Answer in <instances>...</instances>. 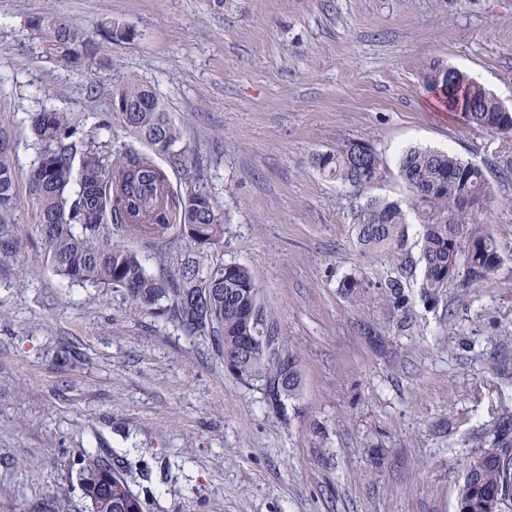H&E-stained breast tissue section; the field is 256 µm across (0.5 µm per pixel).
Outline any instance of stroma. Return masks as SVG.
<instances>
[{"label":"stroma","instance_id":"1","mask_svg":"<svg viewBox=\"0 0 512 512\" xmlns=\"http://www.w3.org/2000/svg\"><path fill=\"white\" fill-rule=\"evenodd\" d=\"M48 8L93 36L85 70L44 55L30 21ZM108 17L125 36H104ZM436 63L512 107V0H0V137L23 196L18 261L0 267V512L53 497L87 512L76 470L89 453L144 512H455L468 457L512 411V183L496 173L512 137L433 107ZM125 80L151 86L182 128L156 158L171 191L201 180L224 218L204 258L256 277L301 375L284 412L209 339L69 283L47 258L25 199L31 117L73 112L113 155L148 152L112 110ZM352 142L385 161L371 197L405 199L397 160L412 146L486 169L495 281L449 283L433 304L411 277L395 307L385 282L417 257L421 227L408 224L401 254L358 243L359 197L313 165Z\"/></svg>","mask_w":512,"mask_h":512}]
</instances>
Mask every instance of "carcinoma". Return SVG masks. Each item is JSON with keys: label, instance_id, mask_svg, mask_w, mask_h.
I'll return each mask as SVG.
<instances>
[{"label": "carcinoma", "instance_id": "obj_1", "mask_svg": "<svg viewBox=\"0 0 512 512\" xmlns=\"http://www.w3.org/2000/svg\"><path fill=\"white\" fill-rule=\"evenodd\" d=\"M46 53L80 71L93 59V40L76 22L48 9L31 21ZM426 83L444 90L446 104L467 123L491 133L512 130V119L500 111L499 100L478 81L448 69L439 81ZM112 109L124 126L161 155L182 137L154 89L128 81L112 92ZM39 146L37 164L28 176V199L35 208L48 256L59 276L76 284L123 291L133 308L155 311L185 336H211L222 346L228 371L243 383L257 382L276 412L296 394L300 379L295 359L275 336L274 321L258 303L252 271L240 264L205 265L197 255L224 237V222L200 184L174 199L168 178L148 155L125 153L112 159L110 142L85 133L83 119L71 112L46 109L31 120ZM79 171H74V160ZM326 177L352 188L355 194L383 178L386 167L377 151L352 143L314 157ZM399 174L408 187L407 207L374 198L353 212L357 238L369 251L400 249L406 237V210L418 218L421 233L419 290L435 302L455 279L466 288L491 281L501 264L496 239L480 225L490 198L485 171L451 151L406 150ZM20 199L16 167L0 145V266L17 257L16 224L12 215ZM178 208L185 247L164 253L169 271L149 275L139 255L112 239V227L149 243L167 237L171 207ZM404 265L389 277L395 304L402 303ZM77 480L89 512H143L142 501L112 465L98 456L83 459ZM495 512L512 507V413L505 412L489 431L485 449L468 458L457 486V512Z\"/></svg>", "mask_w": 512, "mask_h": 512}]
</instances>
